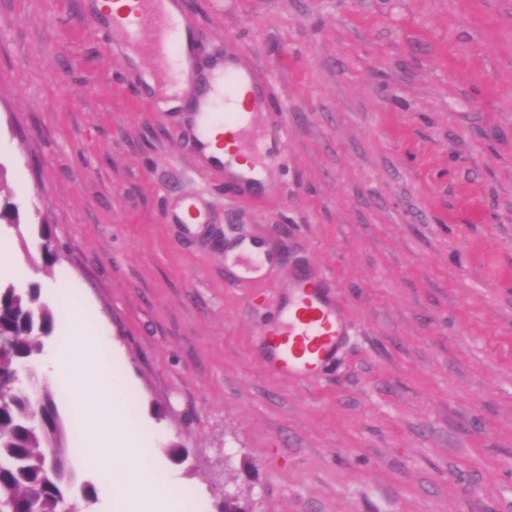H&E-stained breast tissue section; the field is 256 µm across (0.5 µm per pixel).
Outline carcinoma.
<instances>
[{
    "instance_id": "1",
    "label": "carcinoma",
    "mask_w": 512,
    "mask_h": 512,
    "mask_svg": "<svg viewBox=\"0 0 512 512\" xmlns=\"http://www.w3.org/2000/svg\"><path fill=\"white\" fill-rule=\"evenodd\" d=\"M53 316L36 286L0 284V512H62L69 470L49 468L44 450L68 457L53 393L17 386L19 366L38 355Z\"/></svg>"
}]
</instances>
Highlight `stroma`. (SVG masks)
<instances>
[{
    "mask_svg": "<svg viewBox=\"0 0 512 512\" xmlns=\"http://www.w3.org/2000/svg\"><path fill=\"white\" fill-rule=\"evenodd\" d=\"M94 0H0V280L81 296L179 512H512V0H190L203 60L272 99L259 202L200 164ZM195 237L165 221L181 199ZM57 261L43 270L39 224ZM269 246L270 280L224 249ZM326 280L352 329L334 369L267 373L275 284ZM71 496L126 493L76 451ZM169 224H182L188 233L197 231V224H205L206 216L190 199H184L168 215Z\"/></svg>",
    "mask_w": 512,
    "mask_h": 512,
    "instance_id": "1",
    "label": "stroma"
}]
</instances>
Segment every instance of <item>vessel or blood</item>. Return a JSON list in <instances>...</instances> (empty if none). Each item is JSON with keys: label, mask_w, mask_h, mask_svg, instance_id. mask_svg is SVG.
I'll list each match as a JSON object with an SVG mask.
<instances>
[{"label": "vessel or blood", "mask_w": 512, "mask_h": 512, "mask_svg": "<svg viewBox=\"0 0 512 512\" xmlns=\"http://www.w3.org/2000/svg\"><path fill=\"white\" fill-rule=\"evenodd\" d=\"M168 0H130L121 11L91 19L109 47L119 42H135L142 57L151 59L154 75L181 74L197 39L191 28L177 26L166 8ZM212 98L198 96L195 108L202 125L224 128V143L241 147L250 129L254 112L262 106L254 69L226 70L215 78ZM223 101L224 113L214 112L213 100ZM169 223L196 232L206 216L192 200H182L168 216ZM236 265L243 278L259 277L261 263L250 245L240 244ZM350 324L343 307L319 279L294 275L288 291L276 294L272 312L263 332V366L273 376L299 381L318 378L335 359L348 334Z\"/></svg>", "instance_id": "obj_1"}]
</instances>
